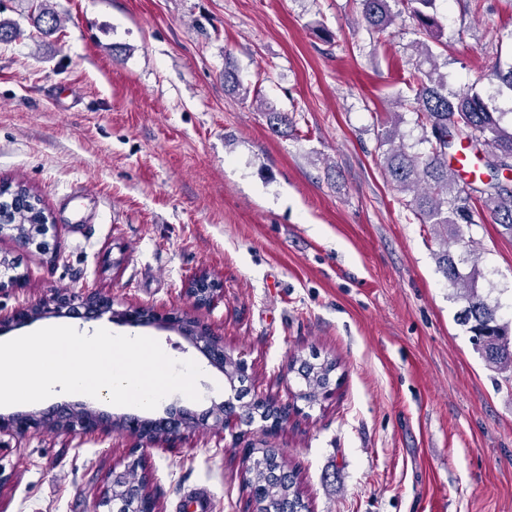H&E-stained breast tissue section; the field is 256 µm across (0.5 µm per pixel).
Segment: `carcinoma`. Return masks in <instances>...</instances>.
Segmentation results:
<instances>
[{
	"mask_svg": "<svg viewBox=\"0 0 512 512\" xmlns=\"http://www.w3.org/2000/svg\"><path fill=\"white\" fill-rule=\"evenodd\" d=\"M366 30L383 34L405 13L412 19L415 34L422 37L420 47L431 70L419 77L409 74L418 91L411 99L400 100V106L416 115L415 122L423 130L418 151L396 141V132L382 133L383 166L387 180L398 191L411 194L406 201L411 213L422 224H438L461 237V225L474 223L476 207L486 209L494 223L512 234V181L500 179V173L512 167V123L504 125V113L490 105L477 92L451 93L442 78L433 77L437 70L436 55L427 40L445 47L443 25L435 14L436 0H360ZM402 5L395 12L391 3ZM57 13L45 3L38 4L34 24L44 35L53 33L58 24ZM482 162L478 177L465 183L458 180L457 170L448 166V157L461 145ZM439 263L449 284L456 289L464 307L458 320L469 326L472 341L485 361L498 370L512 369V323L499 315V306L490 301L475 284L474 273H465L451 251L444 249ZM265 484L263 509L294 512L300 497L293 482L270 477L266 471L256 473Z\"/></svg>",
	"mask_w": 512,
	"mask_h": 512,
	"instance_id": "1",
	"label": "carcinoma"
}]
</instances>
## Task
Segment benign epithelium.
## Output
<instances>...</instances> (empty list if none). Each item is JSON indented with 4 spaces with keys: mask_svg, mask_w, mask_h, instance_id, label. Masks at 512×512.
Returning a JSON list of instances; mask_svg holds the SVG:
<instances>
[{
    "mask_svg": "<svg viewBox=\"0 0 512 512\" xmlns=\"http://www.w3.org/2000/svg\"><path fill=\"white\" fill-rule=\"evenodd\" d=\"M19 188L0 185V238L4 236L15 239L22 246H36L47 251L50 249L47 235L53 227V219L37 197L27 193L28 202L39 212L38 220L31 224L5 223L13 209L7 206L6 197H11ZM186 294L194 307L198 309L210 307L224 294L219 282L208 274L195 276L186 288ZM120 319V322L132 327L157 323L161 327L177 332L195 348L201 351L210 364L223 370L234 393V401L215 404L202 414L181 410L160 418L155 424H145L135 416H127L120 420L119 425L135 440L131 450L133 459L128 462L127 469L136 471L143 467V455L139 451L148 448H176L184 436L194 432L201 425L224 428L229 423L238 427H246V431L255 430L271 433L288 424L291 416L301 411L299 403L310 406L305 401V389L292 392V400L276 404L258 390L249 374V366L243 356H233L224 351V342L213 336L207 326L197 318L172 313L158 316L153 310L140 308L118 313L112 310V300L95 291L56 293L48 301L22 309L16 315V321H35L48 314L74 315L85 320H95L106 313ZM324 369L327 363H315L308 358H295L291 362L290 372L300 380H305L306 368ZM109 417L99 409L85 403H75L56 407L48 412L29 411L17 412L7 417L0 416V435L21 436L32 429L49 426L59 432L70 435L91 434L102 427ZM281 455L280 449L258 448L254 445L242 449V470L244 481L250 491V501L254 509L263 506V485L249 480V471L260 460L267 459L269 452ZM92 512H160L158 501L146 483H129L120 473L110 476L107 493L99 499Z\"/></svg>",
    "mask_w": 512,
    "mask_h": 512,
    "instance_id": "1",
    "label": "benign epithelium"
}]
</instances>
